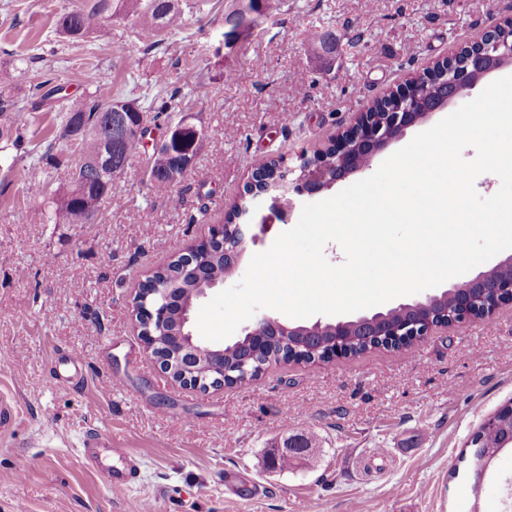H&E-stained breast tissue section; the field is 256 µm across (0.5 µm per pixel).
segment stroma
Segmentation results:
<instances>
[{"label": "stroma", "mask_w": 512, "mask_h": 512, "mask_svg": "<svg viewBox=\"0 0 512 512\" xmlns=\"http://www.w3.org/2000/svg\"><path fill=\"white\" fill-rule=\"evenodd\" d=\"M80 2L0 0V60H18L0 87L24 97L50 70L70 97L145 106L163 71L206 136L172 186L134 157L100 224L29 219L30 178L51 191L67 178L30 166L46 147L71 152L54 113L32 112L37 137L0 167V396L17 409L0 436V512H125L135 498L158 512H512V452L481 495L469 476L472 436L512 400V305L406 352L281 364L250 388L205 393L145 354L131 307L151 268L223 223L259 157L293 163L321 149L377 97L511 18L512 0H281L230 48V0H207L151 51L113 21L83 42L58 37L59 15ZM72 349L82 383H54L53 361ZM113 376L123 388L104 392ZM90 434L131 454L134 484L112 486L109 467L85 464ZM296 437L309 441L297 466L272 468Z\"/></svg>", "instance_id": "obj_1"}]
</instances>
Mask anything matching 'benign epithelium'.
<instances>
[{"label":"benign epithelium","mask_w":512,"mask_h":512,"mask_svg":"<svg viewBox=\"0 0 512 512\" xmlns=\"http://www.w3.org/2000/svg\"><path fill=\"white\" fill-rule=\"evenodd\" d=\"M234 11L237 17L230 25L232 36L224 39L226 46L248 38L256 22L255 9L250 0H239ZM502 28L503 23L493 21L482 32L484 42L480 43L477 52L470 56V59L479 61V67L474 75L470 76L468 72L461 70V64L453 55L441 60L444 64L447 88L443 92V102L431 108V111H414L415 102L429 89L431 74L426 72L384 94V97L394 102L391 110L358 113L354 122L336 135V144L333 145L336 153V176L330 175L329 169L319 156L310 157L304 153L298 156L300 164L295 169L291 167L286 169L281 166L271 175L253 170L246 183L247 196L250 201L266 210V214L261 216L260 224L251 223V210L244 207L234 217V223L213 227L211 235L204 240V244L208 246L213 242L221 243L224 246L226 261L235 266L238 265L248 244L256 242L276 222H286L302 200L313 197L336 183L368 169L374 158L391 143L397 141L408 128L425 121L432 113L441 110L449 102L469 94L487 73L512 62V40L499 35ZM148 125L149 115L146 112H122L117 115L115 132L108 140L109 153L119 152L122 140L129 132L138 134ZM483 288L495 289V297L501 299L506 305H512V273L509 272L498 280L490 282L486 279V272L482 271L474 278L455 284L443 292L444 297L452 299L451 307L445 309L450 327L456 328L493 316L495 308L481 310L486 300L485 293L481 292ZM153 295L156 296V300L151 305L139 299L133 301V313L136 316L139 314L144 316L147 325H152L156 330L165 333L168 327L169 310L173 304L177 303L176 295L171 288H157ZM437 301H439L438 296L427 295L405 304V308L417 311L418 315L401 321L391 319L389 309L359 316L354 320L336 321L338 338L331 342L330 355L334 358L344 356L343 337L352 335L356 327L361 328L362 332L368 336H387L397 341L406 338L416 340L433 335L441 330V327L433 322L432 304ZM289 331L291 328L285 321L271 316H263L243 329L248 336H285ZM177 342L178 346L170 349L168 357L156 356L154 360L161 371L167 375L171 374L175 367L182 371L183 378L180 385L185 388L205 392L210 388L224 386V379L233 377L235 371L242 373L251 371L253 360L251 355L241 358L232 370L224 367L222 361L204 366L199 356V349L191 339L185 336V333H179ZM485 424L500 426L506 434L504 446L512 445V404L509 405L508 413L504 418L499 419L494 413L485 420ZM469 447L472 448L477 460V467L472 472V481L477 488V493L480 494L483 491L487 469L503 449L484 451L479 448V443L473 441L469 442Z\"/></svg>","instance_id":"benign-epithelium-1"}]
</instances>
